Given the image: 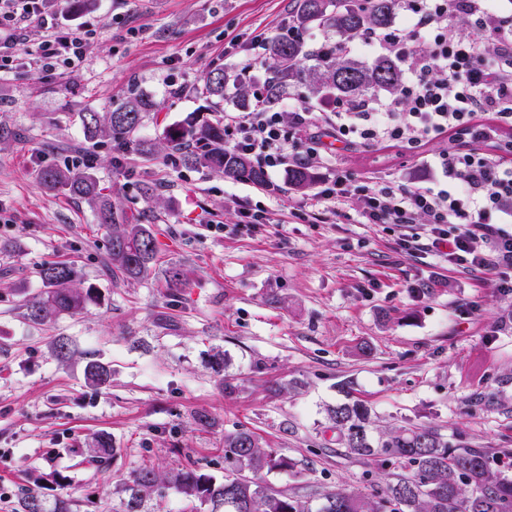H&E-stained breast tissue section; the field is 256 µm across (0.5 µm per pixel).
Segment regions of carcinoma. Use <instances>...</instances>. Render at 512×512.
<instances>
[{
    "label": "carcinoma",
    "mask_w": 512,
    "mask_h": 512,
    "mask_svg": "<svg viewBox=\"0 0 512 512\" xmlns=\"http://www.w3.org/2000/svg\"><path fill=\"white\" fill-rule=\"evenodd\" d=\"M403 0H296L288 14V35L272 39L265 60L267 73L262 101L276 109L288 89L308 85L312 99L324 92L355 99L384 91L396 94L403 82L398 64L388 58L363 62L349 55H311L301 40L303 31L318 27L331 31L340 41H351L371 27L393 24ZM202 94L222 102L227 97L248 107L252 99L241 78H233L221 67L202 79ZM155 107L144 96H133L109 112H82L85 137L105 135L115 148L133 147L151 158L154 143L137 136L143 114ZM165 139L191 168H203L257 186L267 185L265 172L248 157L224 148V123L202 121L194 115L166 130ZM48 190L60 191L86 201L98 223L110 236L112 268L129 280L145 279L155 263L157 241L150 228L135 224L113 211L110 196L96 174L83 161L62 167L48 165L37 174ZM316 176L298 166L288 172V183L298 189L310 187ZM77 271L72 262H48L41 266V291L26 299L24 318L42 323L58 315L76 316L100 301L97 288L73 286ZM86 383L107 387L112 378L108 365L90 360L84 369ZM370 408L362 400L344 402L328 409V418L340 433L345 447L357 456L395 458L410 472L395 476L380 491L370 494L342 488L321 494L313 506L296 500L271 486L253 481L251 475L288 466L285 457L261 446L250 431L224 435V478L220 481L189 467L165 475L151 467H140L126 487L129 498L123 512H142L143 493L161 484L173 487L191 502L208 506V512H512V476L496 473L498 456L479 448L452 445L437 429L413 425L392 434L373 437L369 433Z\"/></svg>",
    "instance_id": "carcinoma-1"
}]
</instances>
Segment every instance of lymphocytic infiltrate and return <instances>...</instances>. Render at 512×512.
Wrapping results in <instances>:
<instances>
[{"mask_svg":"<svg viewBox=\"0 0 512 512\" xmlns=\"http://www.w3.org/2000/svg\"><path fill=\"white\" fill-rule=\"evenodd\" d=\"M66 0H0V75L35 56L40 73L52 75L82 65L92 35L80 28L47 34L36 50L27 30L44 25ZM406 24L370 29L365 45L399 61L400 92L359 100L327 96L317 111L292 105L287 113L256 104L224 115V145L252 158L266 173L291 165L317 167L337 147L383 145L418 151L449 140L434 168L439 179L388 181L373 174L322 180L303 210L323 202L356 199L368 224L399 226L401 250L426 253L490 275L512 295V15L491 0H405ZM473 32L460 34L455 18ZM424 49H416V42ZM298 152H290V145Z\"/></svg>","mask_w":512,"mask_h":512,"instance_id":"1","label":"lymphocytic infiltrate"}]
</instances>
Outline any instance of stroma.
<instances>
[{"mask_svg":"<svg viewBox=\"0 0 512 512\" xmlns=\"http://www.w3.org/2000/svg\"><path fill=\"white\" fill-rule=\"evenodd\" d=\"M293 0H92L66 22L93 33L84 66L44 76L24 65L0 78V512L34 493L71 512H119L132 472L190 465L223 478L224 436L239 428L287 457L288 468L257 476L302 502L341 487L369 493L396 464L347 452L327 410L347 396L371 407V433L410 425L492 452L512 449V297L479 270L400 252L389 224L295 212L311 190L235 181L169 161L167 127L190 113L213 121L232 110L199 88L221 67L244 73L245 43L283 31ZM181 91H173L169 79ZM134 94L145 113L144 158L109 139L86 141L79 113L107 112ZM445 147L419 152L374 146L337 151L317 177L425 174ZM92 164L114 211L149 225L158 242L147 278L131 282L109 264L108 232L90 206L40 186L43 165ZM264 209L267 224L247 213ZM72 261L78 287L99 304L45 324L25 320L23 299L41 287L46 262ZM182 266L190 285L168 287ZM65 336L73 355L50 352ZM223 353V374L211 367ZM112 367L97 390L84 366ZM232 381L234 392L224 390ZM208 425H201L200 417ZM114 452L92 460L98 436Z\"/></svg>","mask_w":512,"mask_h":512,"instance_id":"obj_1","label":"stroma"}]
</instances>
